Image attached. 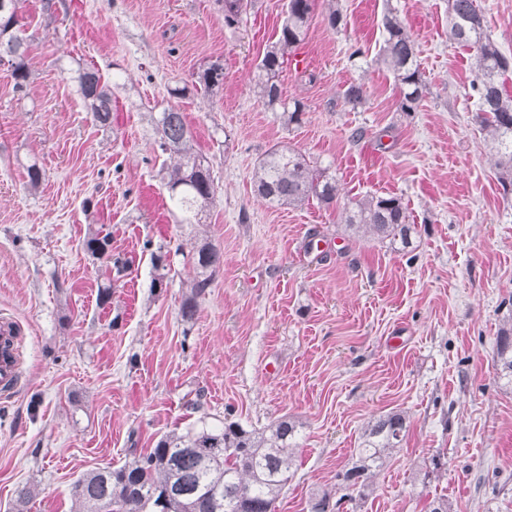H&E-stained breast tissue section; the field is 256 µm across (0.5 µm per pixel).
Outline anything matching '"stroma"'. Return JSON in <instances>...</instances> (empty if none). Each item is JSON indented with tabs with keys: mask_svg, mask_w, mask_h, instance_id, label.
Returning a JSON list of instances; mask_svg holds the SVG:
<instances>
[{
	"mask_svg": "<svg viewBox=\"0 0 512 512\" xmlns=\"http://www.w3.org/2000/svg\"><path fill=\"white\" fill-rule=\"evenodd\" d=\"M45 1L21 0L27 85L15 88L0 62V318L19 323L21 360L17 385L0 391V512H76L80 474L203 416L249 430L293 420L295 473L276 512H311L314 495L341 496L336 475L364 429L395 410L408 417L405 440L370 495L340 512H428L438 497L454 512H512V384L496 355L512 318V194L474 120L476 72L448 36V0H316L297 48L308 64L285 61L278 77L284 99L303 105L293 125L255 88L288 0H253L233 27L220 0H49V11ZM477 3L512 55V0ZM332 4L343 14L335 30ZM390 11L427 88L410 113L376 61ZM215 62L222 84L195 86ZM82 63L112 87L111 128L76 92ZM352 82L366 92L355 109L342 97ZM171 105L214 179L198 224L181 223L160 175L155 119ZM275 145L334 176L336 203L256 198L254 166ZM31 158L44 172L35 189ZM393 193L416 228L409 252L343 223L351 200ZM98 230L124 272L87 251ZM202 239L224 264L186 323Z\"/></svg>",
	"mask_w": 512,
	"mask_h": 512,
	"instance_id": "stroma-1",
	"label": "stroma"
}]
</instances>
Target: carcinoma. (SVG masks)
Returning <instances> with one entry per match:
<instances>
[{
    "mask_svg": "<svg viewBox=\"0 0 512 512\" xmlns=\"http://www.w3.org/2000/svg\"><path fill=\"white\" fill-rule=\"evenodd\" d=\"M451 38L473 52L478 80L473 83L477 123L488 132L495 166L503 189L512 187V95L508 74L512 57L492 41L476 0H448ZM248 0H224V25L239 23ZM315 0H288V16L277 40L266 48L257 65L256 87L265 104L279 108L288 125L301 121L303 106L282 98L276 77L285 58L304 39ZM20 0H10L0 13V62L7 61L18 89L30 76L28 46L19 25ZM386 32L379 61L392 73L399 89V108L413 112L425 97L415 41L393 13L384 19ZM224 77L214 64L197 76V83L210 89ZM77 92L95 124H112V91L99 70L78 65ZM345 103L357 107L365 100L360 83L349 84ZM159 149L169 155L166 186L173 206L186 214L181 223L200 220L214 201V182L203 157L193 149V135L183 113L170 107L157 119ZM252 181L257 197L270 207H298L315 199L330 206L336 202V180L310 165L305 156L286 146L268 150L259 161ZM344 224L351 231L405 250L412 247L415 225L409 223L407 207L397 195L364 196L345 209ZM108 235L95 233L86 248L97 259L114 264ZM198 276L180 306V316L189 323L198 311L212 277L223 264V255L203 239L193 247ZM500 375L512 383V326L500 328L496 341ZM405 412L391 411L367 426L352 465L336 474L339 485L363 500L369 496L372 479L380 472L408 432ZM297 425L286 417L261 431L247 430L235 421L218 424L201 417L181 433L162 436L155 448L118 467L97 468L83 473L72 491L78 512H275V503L288 485L295 465Z\"/></svg>",
    "mask_w": 512,
    "mask_h": 512,
    "instance_id": "cac0c4a2",
    "label": "carcinoma"
}]
</instances>
